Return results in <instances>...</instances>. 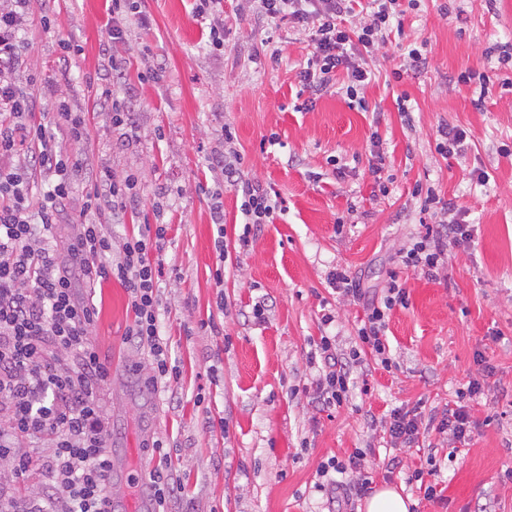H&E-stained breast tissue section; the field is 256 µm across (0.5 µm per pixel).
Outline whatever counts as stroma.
<instances>
[{
  "instance_id": "35a3bbf8",
  "label": "stroma",
  "mask_w": 512,
  "mask_h": 512,
  "mask_svg": "<svg viewBox=\"0 0 512 512\" xmlns=\"http://www.w3.org/2000/svg\"><path fill=\"white\" fill-rule=\"evenodd\" d=\"M112 2L30 0L10 77L31 93L43 124L80 170L53 228L58 251L87 219L88 177L105 168L116 180L137 181L136 203L121 223L105 226L113 241L147 224L166 227L159 321L182 372L177 396L132 370L149 356L124 339L133 314L121 283L79 289L96 308L91 337L110 370L101 401L113 455L144 469L152 440H165L185 489L184 512H327L316 471L328 457L357 451L373 489L394 488L415 512H512V481L504 477L512 469V86L502 84L512 71L493 76L480 109L473 104L479 85L457 81L483 66L486 48L512 43V0H496L491 10L484 0H453L446 15L444 0L416 8L397 0L405 44L422 46L427 68L395 80L403 50L388 45L374 62L365 106L332 89L309 109L297 74L311 42L292 23L268 32L247 0H224V50L215 53L213 18L195 16L194 0H138V13L117 22ZM116 23L122 37L115 42ZM65 40L77 52L64 54ZM101 84L129 112L127 123L115 124L111 107L97 102L93 89ZM401 95L410 117L398 110ZM63 104L85 114L84 142L69 137L58 114ZM443 122L466 131L465 154H438ZM235 154L241 175L274 191L281 205L246 244L241 198L215 162ZM478 168L485 183L473 176ZM380 177L389 180V194L379 193ZM418 186L467 209L477 229L470 246L451 250L434 281L396 259L430 221L413 195ZM218 190L220 230L211 222ZM336 267L367 287L397 272L409 301L389 315L391 368L363 357L352 367L347 401L325 408L302 391L320 374L307 354L328 335L346 357L364 314L329 286ZM258 303L260 320L252 314ZM480 355L493 373L477 363ZM475 378L482 389L469 402L475 427L464 443L449 447L432 430L420 447H393L381 418L414 406L440 417ZM430 461L438 501L406 481Z\"/></svg>"
}]
</instances>
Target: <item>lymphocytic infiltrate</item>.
I'll list each match as a JSON object with an SVG mask.
<instances>
[{"label":"lymphocytic infiltrate","mask_w":512,"mask_h":512,"mask_svg":"<svg viewBox=\"0 0 512 512\" xmlns=\"http://www.w3.org/2000/svg\"><path fill=\"white\" fill-rule=\"evenodd\" d=\"M30 0H13L0 11V459L14 475L38 465L46 481L38 490L37 512H110L112 469L109 424L98 394L109 371L91 339L95 312L76 292L77 282L93 285L113 278L125 288L133 321L126 340L148 346L152 356L148 381L176 391L180 374L159 334V281L165 228L156 225L126 236L120 245L101 225H77L66 256H59L52 229L54 219L73 190L75 164L59 150L53 134L35 119V102L6 75L16 60L14 40L20 14ZM395 0H253L263 25L283 20L311 34L312 55L298 74L301 93L309 99L329 90L338 70H345V94L364 100L372 80L371 61L385 49L394 30ZM359 17L357 26L346 18ZM29 153H21L22 145ZM46 173L43 184L32 170ZM224 177L242 197L244 232L272 223L278 203L262 186L238 177L225 165ZM132 180H113L110 171L96 174L86 194L87 211L119 219L137 199ZM422 210L446 214V221L427 227L419 241L398 256L405 267L437 279L448 260L449 246L462 247L474 237L468 213L454 201L427 191ZM328 280L342 296L361 302L364 317L357 336L363 351L390 366L384 342L386 319L408 293L397 278H389L379 294L366 295L345 271H330ZM321 366L315 392L322 406H339L348 399L350 371L336 354V339L320 337L307 356ZM382 426L393 445L412 447L419 439L422 413L418 408L392 409ZM152 454L161 464L150 471L156 512H175L182 487L164 468L168 454L155 440ZM362 453L348 460L329 458L317 470L325 478L329 503L337 512H355L356 499L367 495L372 482L364 478L352 490L338 494L335 477L360 470Z\"/></svg>","instance_id":"1"}]
</instances>
